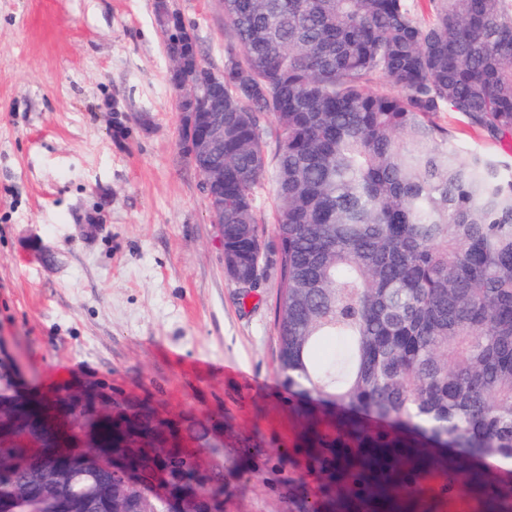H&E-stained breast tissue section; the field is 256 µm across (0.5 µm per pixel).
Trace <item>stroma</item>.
Listing matches in <instances>:
<instances>
[{
	"label": "stroma",
	"mask_w": 512,
	"mask_h": 512,
	"mask_svg": "<svg viewBox=\"0 0 512 512\" xmlns=\"http://www.w3.org/2000/svg\"><path fill=\"white\" fill-rule=\"evenodd\" d=\"M220 70L222 0H173ZM153 0H0V355L195 420L223 512H365L319 489L281 387L274 262L224 271Z\"/></svg>",
	"instance_id": "35a3bbf8"
}]
</instances>
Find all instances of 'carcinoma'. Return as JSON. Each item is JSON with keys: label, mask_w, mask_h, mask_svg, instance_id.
<instances>
[{"label": "carcinoma", "mask_w": 512, "mask_h": 512, "mask_svg": "<svg viewBox=\"0 0 512 512\" xmlns=\"http://www.w3.org/2000/svg\"><path fill=\"white\" fill-rule=\"evenodd\" d=\"M224 17V253L251 287L270 177L279 371L321 486L397 512L432 479L450 499L466 489L465 512H512V474L479 466L512 461V163L462 153L439 123L452 112L488 141L512 138V0H224ZM13 369L0 358L1 397L16 393ZM70 391L32 400L23 426L0 420V497L19 512L44 495L34 449L66 457L134 436L146 451L115 460L119 498L138 496L128 471L224 495L221 478L200 482L178 424L116 395L76 412ZM102 479L71 472L53 512H84Z\"/></svg>", "instance_id": "obj_1"}]
</instances>
